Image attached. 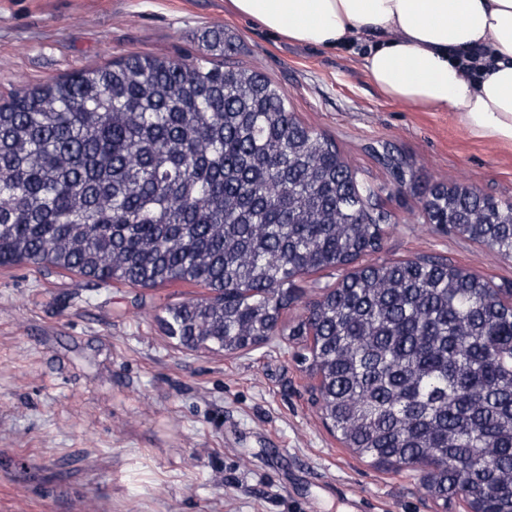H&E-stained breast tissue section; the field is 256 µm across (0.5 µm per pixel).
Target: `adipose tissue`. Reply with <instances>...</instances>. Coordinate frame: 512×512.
<instances>
[{
	"mask_svg": "<svg viewBox=\"0 0 512 512\" xmlns=\"http://www.w3.org/2000/svg\"><path fill=\"white\" fill-rule=\"evenodd\" d=\"M233 10L289 41L336 48L374 37L364 56L388 98L459 113L470 132L512 146V0H230ZM487 49L472 74L459 54Z\"/></svg>",
	"mask_w": 512,
	"mask_h": 512,
	"instance_id": "ef3b65f1",
	"label": "adipose tissue"
}]
</instances>
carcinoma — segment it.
Listing matches in <instances>:
<instances>
[{
    "instance_id": "obj_1",
    "label": "carcinoma",
    "mask_w": 512,
    "mask_h": 512,
    "mask_svg": "<svg viewBox=\"0 0 512 512\" xmlns=\"http://www.w3.org/2000/svg\"><path fill=\"white\" fill-rule=\"evenodd\" d=\"M227 28L191 59L130 55L0 97V266L32 264L209 295L167 307L168 336L235 352L280 333L296 279L382 249L391 215L334 140L262 73L224 62ZM430 224L512 257V200L418 179L379 152ZM320 409L339 441L467 512H512V306L439 257L369 263L308 303Z\"/></svg>"
}]
</instances>
